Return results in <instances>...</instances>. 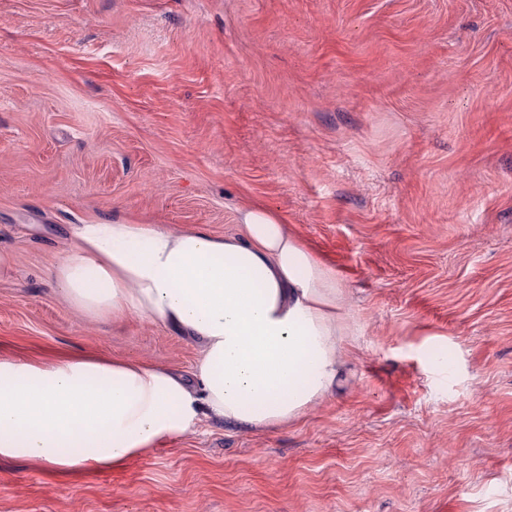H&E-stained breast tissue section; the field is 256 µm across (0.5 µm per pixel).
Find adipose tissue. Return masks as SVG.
Returning <instances> with one entry per match:
<instances>
[{"instance_id":"1","label":"adipose tissue","mask_w":512,"mask_h":512,"mask_svg":"<svg viewBox=\"0 0 512 512\" xmlns=\"http://www.w3.org/2000/svg\"><path fill=\"white\" fill-rule=\"evenodd\" d=\"M52 278L91 318L136 316L199 346L189 374L127 358L0 359V457L66 472L117 467L203 420L298 422L348 374L360 328L334 265L262 208L221 236L199 226L77 224Z\"/></svg>"}]
</instances>
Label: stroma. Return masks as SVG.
<instances>
[{
  "instance_id": "stroma-1",
  "label": "stroma",
  "mask_w": 512,
  "mask_h": 512,
  "mask_svg": "<svg viewBox=\"0 0 512 512\" xmlns=\"http://www.w3.org/2000/svg\"><path fill=\"white\" fill-rule=\"evenodd\" d=\"M246 205L335 266L348 378L117 468L1 459L0 512H512V0H0L1 358L188 370L51 268L74 224Z\"/></svg>"
}]
</instances>
